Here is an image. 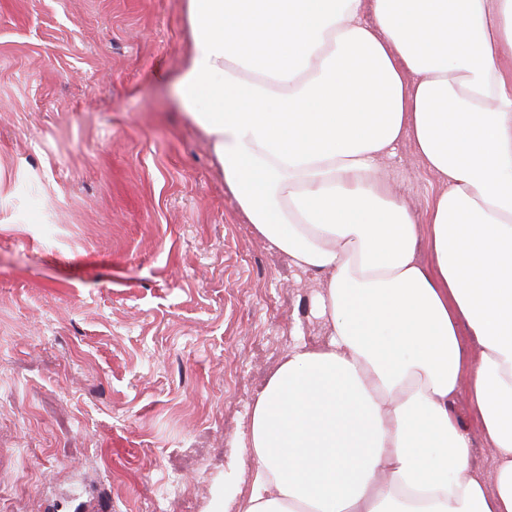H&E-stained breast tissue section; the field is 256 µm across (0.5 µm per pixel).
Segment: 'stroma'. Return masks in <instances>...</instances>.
Masks as SVG:
<instances>
[{"label":"stroma","mask_w":512,"mask_h":512,"mask_svg":"<svg viewBox=\"0 0 512 512\" xmlns=\"http://www.w3.org/2000/svg\"><path fill=\"white\" fill-rule=\"evenodd\" d=\"M183 0H0V512H221L318 279L239 211L174 83ZM380 166L417 214L410 143Z\"/></svg>","instance_id":"1"}]
</instances>
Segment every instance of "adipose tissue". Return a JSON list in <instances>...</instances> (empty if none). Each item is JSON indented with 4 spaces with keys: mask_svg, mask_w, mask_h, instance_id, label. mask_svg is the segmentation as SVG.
<instances>
[{
    "mask_svg": "<svg viewBox=\"0 0 512 512\" xmlns=\"http://www.w3.org/2000/svg\"><path fill=\"white\" fill-rule=\"evenodd\" d=\"M176 90L327 340L257 395L237 512H512V0H184ZM411 140L442 193L378 174ZM492 452L478 463L474 436Z\"/></svg>",
    "mask_w": 512,
    "mask_h": 512,
    "instance_id": "adipose-tissue-1",
    "label": "adipose tissue"
}]
</instances>
